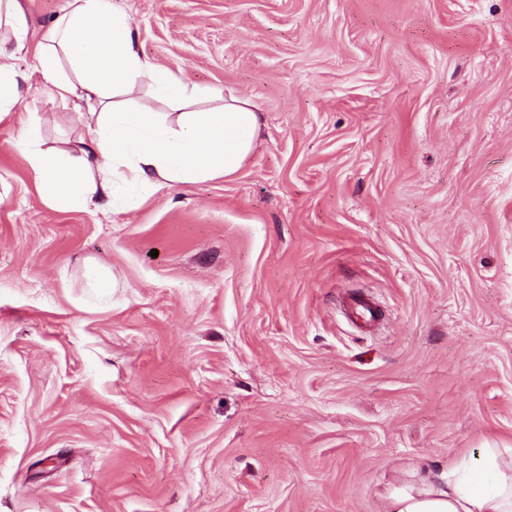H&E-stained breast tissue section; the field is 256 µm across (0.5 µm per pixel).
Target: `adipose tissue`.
Segmentation results:
<instances>
[{"mask_svg": "<svg viewBox=\"0 0 512 512\" xmlns=\"http://www.w3.org/2000/svg\"><path fill=\"white\" fill-rule=\"evenodd\" d=\"M35 59L46 96L92 98L101 107L86 118L87 135L73 151L44 150L39 124L21 125L35 181L58 209L117 212L133 197L175 183L229 177L253 148L260 118L246 101L181 113L173 126L153 112L114 107L112 97L143 77L170 101L208 90L141 56L128 15L112 0H68ZM65 62L72 76L63 74ZM385 512H512V448H483L476 458L450 461L433 479H399Z\"/></svg>", "mask_w": 512, "mask_h": 512, "instance_id": "adipose-tissue-1", "label": "adipose tissue"}]
</instances>
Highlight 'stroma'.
<instances>
[{"mask_svg": "<svg viewBox=\"0 0 512 512\" xmlns=\"http://www.w3.org/2000/svg\"><path fill=\"white\" fill-rule=\"evenodd\" d=\"M0 117V512H384L512 444V0H115L166 115L248 100L233 176L61 211L17 147L78 148L20 0ZM112 273L99 296L89 265ZM377 303L363 327L352 295ZM14 54L6 55L0 47V117L11 112L18 102L17 71L10 62Z\"/></svg>", "mask_w": 512, "mask_h": 512, "instance_id": "35a3bbf8", "label": "stroma"}]
</instances>
